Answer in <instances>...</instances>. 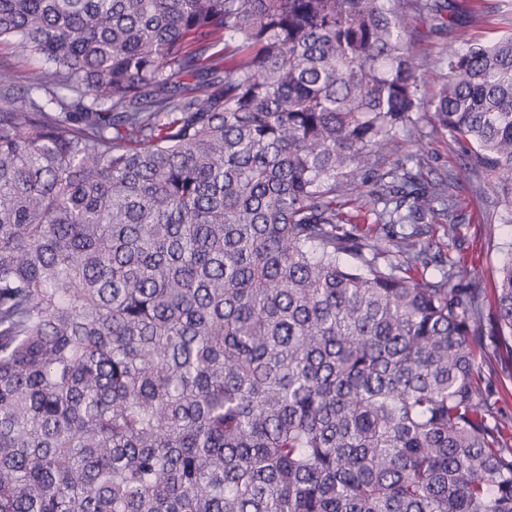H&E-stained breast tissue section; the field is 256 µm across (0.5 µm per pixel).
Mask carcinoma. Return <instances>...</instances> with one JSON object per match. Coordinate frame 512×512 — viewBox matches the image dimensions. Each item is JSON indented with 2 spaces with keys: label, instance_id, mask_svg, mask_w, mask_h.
<instances>
[{
  "label": "carcinoma",
  "instance_id": "1",
  "mask_svg": "<svg viewBox=\"0 0 512 512\" xmlns=\"http://www.w3.org/2000/svg\"><path fill=\"white\" fill-rule=\"evenodd\" d=\"M418 20L511 223L512 34L453 0H0V512H512L481 271L431 254L468 168H377ZM493 298L512 351V254ZM0 63L15 71L18 79L14 92L15 95L20 96L28 85L26 76L39 65V60L22 53L12 45L2 44L0 45Z\"/></svg>",
  "mask_w": 512,
  "mask_h": 512
}]
</instances>
